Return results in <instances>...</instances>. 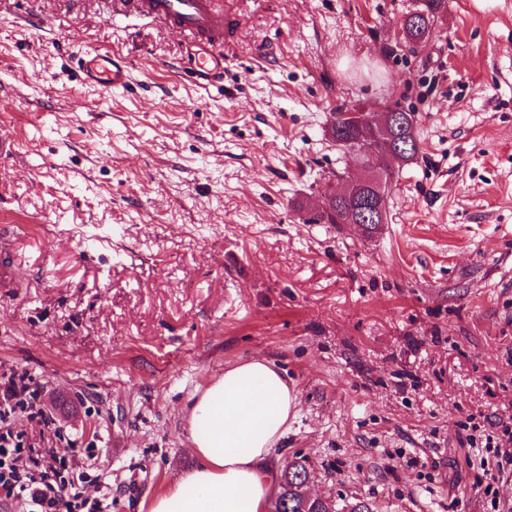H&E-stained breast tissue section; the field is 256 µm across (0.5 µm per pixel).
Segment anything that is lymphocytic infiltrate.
I'll use <instances>...</instances> for the list:
<instances>
[{
  "label": "lymphocytic infiltrate",
  "instance_id": "lymphocytic-infiltrate-1",
  "mask_svg": "<svg viewBox=\"0 0 512 512\" xmlns=\"http://www.w3.org/2000/svg\"><path fill=\"white\" fill-rule=\"evenodd\" d=\"M41 394L28 375L0 377V499H25L34 512H102L101 500L85 495L66 459L43 455L33 440L13 431V421L24 415L40 433L59 435L40 406Z\"/></svg>",
  "mask_w": 512,
  "mask_h": 512
}]
</instances>
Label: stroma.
<instances>
[{
  "label": "stroma",
  "instance_id": "obj_1",
  "mask_svg": "<svg viewBox=\"0 0 512 512\" xmlns=\"http://www.w3.org/2000/svg\"><path fill=\"white\" fill-rule=\"evenodd\" d=\"M224 80L182 64L185 35L113 23L108 0H0V374L42 387L47 443L105 512L191 470L187 408L227 365L263 357L299 396L273 455L349 512H512L477 478L497 461L468 423L512 418V0H446L428 42L417 0H222ZM122 55L129 90L75 77ZM413 113L371 238L313 217L356 177L337 112ZM420 1V8L412 12L410 17L402 22V29L406 37L414 44H419L432 36L438 17L442 14V9L446 4L445 0Z\"/></svg>",
  "mask_w": 512,
  "mask_h": 512
}]
</instances>
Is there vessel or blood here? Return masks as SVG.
Segmentation results:
<instances>
[{
  "label": "vessel or blood",
  "instance_id": "1",
  "mask_svg": "<svg viewBox=\"0 0 512 512\" xmlns=\"http://www.w3.org/2000/svg\"><path fill=\"white\" fill-rule=\"evenodd\" d=\"M119 16H142L172 26L189 37L195 53L189 69L195 80L212 85L224 78L223 48L234 34V26L218 7V0H113ZM82 82L120 91L130 84L123 57L106 53L88 54L76 62Z\"/></svg>",
  "mask_w": 512,
  "mask_h": 512
}]
</instances>
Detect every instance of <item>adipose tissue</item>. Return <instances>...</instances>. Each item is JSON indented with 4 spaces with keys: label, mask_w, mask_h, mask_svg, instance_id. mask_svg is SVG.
I'll use <instances>...</instances> for the list:
<instances>
[{
    "label": "adipose tissue",
    "mask_w": 512,
    "mask_h": 512,
    "mask_svg": "<svg viewBox=\"0 0 512 512\" xmlns=\"http://www.w3.org/2000/svg\"><path fill=\"white\" fill-rule=\"evenodd\" d=\"M298 404L273 362L226 368L188 410L196 466L151 497L147 512H269L279 492L269 460Z\"/></svg>",
    "instance_id": "adipose-tissue-1"
}]
</instances>
